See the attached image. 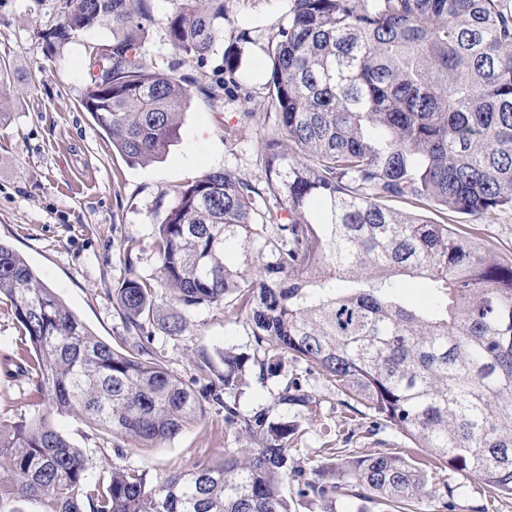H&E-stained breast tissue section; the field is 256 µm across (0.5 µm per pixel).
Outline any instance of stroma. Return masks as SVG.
Masks as SVG:
<instances>
[{"label":"stroma","instance_id":"stroma-1","mask_svg":"<svg viewBox=\"0 0 512 512\" xmlns=\"http://www.w3.org/2000/svg\"><path fill=\"white\" fill-rule=\"evenodd\" d=\"M60 0H0V243L21 254L36 275L57 292L78 318L101 339L111 342L125 332L112 302L118 282L137 274L158 275L155 226L161 223L176 192L204 172L230 169L261 182L265 169L259 151L262 124L242 126L244 112L270 109V38L288 20L289 0H224L222 37L200 59H187L170 45L167 26L178 0H148L153 22L145 30L147 59L157 71L192 80L196 86L181 116L179 136L158 160L132 164L113 150L106 134L81 104L88 59L111 42L108 29H92L47 45L44 34L57 22ZM234 52L237 85L219 99L203 94L224 77V54ZM427 217L448 219L463 235L488 246L501 261H512V210L490 223L468 214ZM137 243L133 265L120 248ZM8 300H0V420L27 413L39 400L33 382L18 373L24 351ZM243 325L225 321L220 305L190 311L181 336L157 335L154 345L168 368L190 378L200 351L243 346ZM317 401L310 423L298 438L293 456L312 467L327 460L321 425L338 432L346 427L336 390L310 377ZM58 429L101 473L118 461L103 446L104 434L75 417H60ZM224 433V414L206 408L197 426L161 447L123 441V465L166 475L215 463L234 447ZM440 485L453 488L448 502L423 499L419 512H512V500L498 498L481 483L442 468Z\"/></svg>","mask_w":512,"mask_h":512}]
</instances>
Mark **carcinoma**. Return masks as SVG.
<instances>
[{
	"mask_svg": "<svg viewBox=\"0 0 512 512\" xmlns=\"http://www.w3.org/2000/svg\"><path fill=\"white\" fill-rule=\"evenodd\" d=\"M223 17V0H180L168 41L201 58ZM150 21L146 0H68L49 30L112 29L81 102L130 163L164 155L191 97L185 79L148 65ZM271 58L264 184L224 169L177 192L156 225L160 280L112 289L120 344L0 243V296L42 395L37 413L0 421V512H291L290 489L328 512L344 497L355 512L372 500L417 512L436 497L427 464L398 452L330 446L336 463L300 465L290 451L314 397L288 371L298 364L334 384L348 420L371 415L512 499V263L418 213L490 222L512 209V0H292ZM407 279L426 284L427 305L406 302ZM213 304L248 341L217 351L221 372L200 352L186 381L157 354L156 332L178 336L181 308ZM253 383L271 401L245 411ZM208 405L240 447L156 478L116 464L93 475L53 421L157 448Z\"/></svg>",
	"mask_w": 512,
	"mask_h": 512,
	"instance_id": "carcinoma-1",
	"label": "carcinoma"
}]
</instances>
